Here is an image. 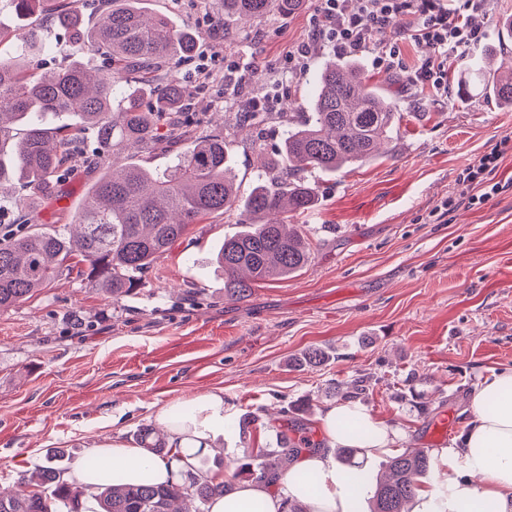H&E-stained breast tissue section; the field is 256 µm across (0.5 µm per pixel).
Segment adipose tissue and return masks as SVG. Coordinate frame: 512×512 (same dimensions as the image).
I'll return each instance as SVG.
<instances>
[{
  "instance_id": "adipose-tissue-1",
  "label": "adipose tissue",
  "mask_w": 512,
  "mask_h": 512,
  "mask_svg": "<svg viewBox=\"0 0 512 512\" xmlns=\"http://www.w3.org/2000/svg\"><path fill=\"white\" fill-rule=\"evenodd\" d=\"M469 411L464 433L439 453L434 486L417 493L411 512H512V368L483 381ZM154 419L164 430L172 460L150 458L145 448L115 438L92 443L88 449L90 457L100 460L101 471L89 472L78 462L65 473V480L92 493L112 478L136 484L178 481L179 469L193 462L198 451L210 448L229 417L223 391L213 390L195 397L190 415L166 404ZM319 420L326 449L300 451L278 485L236 484L212 502L210 512H280L285 494L307 503L311 512H352L365 490L336 468L328 448H359L378 455L398 447L402 435L353 399L327 408Z\"/></svg>"
}]
</instances>
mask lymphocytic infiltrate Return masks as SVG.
I'll list each match as a JSON object with an SVG mask.
<instances>
[{"instance_id":"lymphocytic-infiltrate-1","label":"lymphocytic infiltrate","mask_w":512,"mask_h":512,"mask_svg":"<svg viewBox=\"0 0 512 512\" xmlns=\"http://www.w3.org/2000/svg\"><path fill=\"white\" fill-rule=\"evenodd\" d=\"M313 2V42L331 47L339 56H371L391 69L402 65L400 50L395 43L382 40L381 34L397 24L401 13L415 11L422 22L414 37L432 48L433 53L417 65L414 84L444 98L448 95V62L464 58L480 41L481 29L472 24L470 17L486 13L491 0H466L468 12L464 15L448 11L444 0H363L355 12L347 10L346 0ZM498 160V152L492 151L462 172V184L478 188L477 193L468 196V204L483 203L499 192V183L484 180L485 174L497 167Z\"/></svg>"}]
</instances>
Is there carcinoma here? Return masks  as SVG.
Segmentation results:
<instances>
[{"label":"carcinoma","instance_id":"obj_1","mask_svg":"<svg viewBox=\"0 0 512 512\" xmlns=\"http://www.w3.org/2000/svg\"><path fill=\"white\" fill-rule=\"evenodd\" d=\"M15 13L51 10L50 0H9ZM224 28L288 15L300 0H223ZM56 22L74 29V39L103 60L89 66L71 60L46 76L29 69L33 51L52 52L42 29L30 28L18 55L0 60V160L8 158L10 178H18L35 198L56 191L72 162L92 155L97 176L70 224L51 232L30 230L0 238V310L25 300L72 268L79 257L86 286L117 301L138 287L141 274L182 239L190 225L227 211L243 216L242 229L224 238L216 262L224 272V296L245 300L255 285L286 279L312 260L304 232L288 228L283 215L304 212L317 201L306 174L356 168L382 155V141L397 131L396 103L369 82L358 65L329 61L313 80L306 111L288 115L279 175L257 177L248 196L238 195L224 137H192L170 131L181 141L174 164L158 172L122 154L160 139L170 115L189 90L170 78L171 65L193 55L197 36L167 18L149 15L140 0H108L90 30L77 28L67 13ZM462 93L482 95L512 107V70L499 76L492 55L466 66ZM70 117L52 127L40 117ZM137 438L152 454L168 456L151 426ZM308 440L280 437V447L247 457L238 475L275 484L283 464ZM64 454L46 456L23 473L18 492L0 488V512H85L81 488L61 479ZM429 451L413 448L388 461L390 476L375 483L368 512H408L407 505L430 470ZM196 462L181 481L158 486L109 484L95 495L93 512H206L205 506L232 484L201 478Z\"/></svg>","mask_w":512,"mask_h":512}]
</instances>
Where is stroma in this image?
Segmentation results:
<instances>
[{
	"label": "stroma",
	"mask_w": 512,
	"mask_h": 512,
	"mask_svg": "<svg viewBox=\"0 0 512 512\" xmlns=\"http://www.w3.org/2000/svg\"><path fill=\"white\" fill-rule=\"evenodd\" d=\"M145 6L198 33L199 55L176 60L172 73L193 92V134L223 136L248 194L280 149L288 101H306L308 79L332 56L310 41V0L254 22L246 37L218 23L221 0ZM303 46L306 68L289 78L288 54ZM399 46L403 69L364 55L356 62L398 103L400 129L375 161L314 175L317 205L287 218L312 248L294 276L225 300L213 258L238 230L230 211L192 225L121 301L73 271L0 311V487L51 453L75 461L93 440L136 444L160 406L187 408L216 388L230 425L203 457L229 478L248 453L277 448L280 434L320 438L319 412L358 383L360 404L401 430L402 448L425 447L442 413L464 431L474 390L512 367V109L461 104L460 60L448 64L447 98L416 92L411 78L430 50L408 38ZM231 67L249 79H226ZM268 97L261 123L236 127L239 106ZM494 148L502 157L490 179L502 192L448 209L462 170ZM90 176L79 167L62 194L42 203L37 229L67 223ZM312 347L327 353L323 365L301 364Z\"/></svg>",
	"instance_id": "stroma-1"
}]
</instances>
